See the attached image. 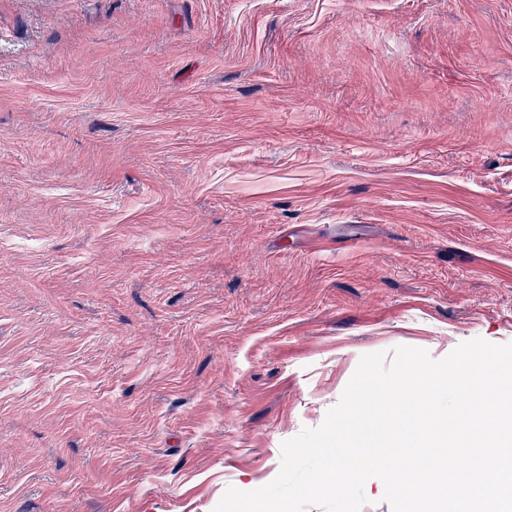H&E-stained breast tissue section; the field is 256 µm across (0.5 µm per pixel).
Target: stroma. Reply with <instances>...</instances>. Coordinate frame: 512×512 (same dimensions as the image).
<instances>
[{
    "label": "stroma",
    "instance_id": "obj_1",
    "mask_svg": "<svg viewBox=\"0 0 512 512\" xmlns=\"http://www.w3.org/2000/svg\"><path fill=\"white\" fill-rule=\"evenodd\" d=\"M512 342V0H0V512H214L363 355Z\"/></svg>",
    "mask_w": 512,
    "mask_h": 512
}]
</instances>
